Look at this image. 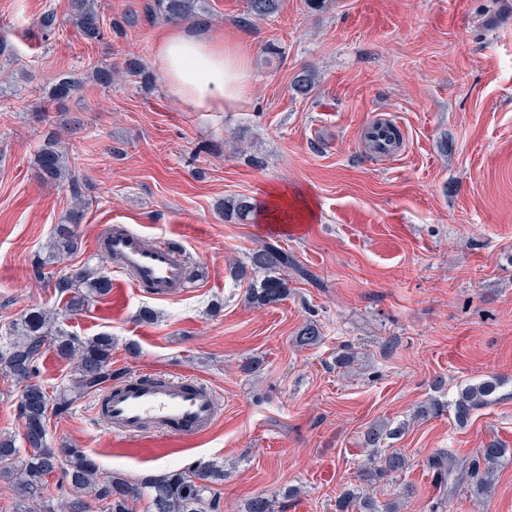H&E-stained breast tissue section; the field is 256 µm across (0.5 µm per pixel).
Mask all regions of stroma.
Returning a JSON list of instances; mask_svg holds the SVG:
<instances>
[{"mask_svg": "<svg viewBox=\"0 0 512 512\" xmlns=\"http://www.w3.org/2000/svg\"><path fill=\"white\" fill-rule=\"evenodd\" d=\"M146 2L101 0L105 37L91 42L72 25L69 0H0L10 48L0 56V343L28 309H51L77 336L111 334L113 372L204 380L222 413L189 447L156 434L151 452L135 454L114 444L94 391L49 416L51 446L87 450L103 479L223 464L221 512H245L259 494L274 498L275 512H336L337 496L357 484L363 433L383 420L405 426L389 445L408 463L376 486V499L409 484L406 512L440 498L447 512H512V461L479 500L466 481L443 494L427 466L441 449L466 457L494 440L512 446V0H326L319 11L282 0L266 20L247 0H208L205 31L252 48L250 95L234 112H194L168 94L153 44L170 22L145 18ZM48 12L49 35L40 27ZM130 58L153 73L151 84L92 79L94 66L121 70ZM306 69L318 82L302 96L291 83ZM62 77L80 88L37 111ZM374 119L401 129L394 157L373 158L362 142ZM50 132L87 201L78 249L52 276L90 267L112 279L111 293L74 317L50 278L34 274L74 205L68 184L36 175ZM273 186L315 202L300 234L217 209L231 196L265 201ZM106 224L179 240L191 270L185 291L157 300L112 271L95 247ZM266 243L299 270L287 298L264 306L231 268ZM144 309L154 321H140ZM310 320L322 341L296 347ZM346 351L358 355L354 369L336 365ZM74 374V360L50 346L36 363L35 380L52 395ZM491 377L496 401L457 424L459 388ZM20 391L0 378V437L19 448ZM430 400L444 412L414 420Z\"/></svg>", "mask_w": 512, "mask_h": 512, "instance_id": "35a3bbf8", "label": "stroma"}]
</instances>
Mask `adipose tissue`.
<instances>
[{
	"mask_svg": "<svg viewBox=\"0 0 512 512\" xmlns=\"http://www.w3.org/2000/svg\"><path fill=\"white\" fill-rule=\"evenodd\" d=\"M153 57L168 93L194 111L230 112L249 97L251 48L246 40L177 26L155 42Z\"/></svg>",
	"mask_w": 512,
	"mask_h": 512,
	"instance_id": "adipose-tissue-1",
	"label": "adipose tissue"
}]
</instances>
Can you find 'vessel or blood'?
<instances>
[{
  "label": "vessel or blood",
  "instance_id": "vessel-or-blood-1",
  "mask_svg": "<svg viewBox=\"0 0 512 512\" xmlns=\"http://www.w3.org/2000/svg\"><path fill=\"white\" fill-rule=\"evenodd\" d=\"M366 136L375 153L391 155L385 123L371 122ZM97 247L116 272L155 298H173L186 285L185 253L170 243L149 240L130 225H105ZM98 414L113 438L127 447L144 445L153 428L187 446L206 434L220 416L214 392L204 381H170L154 375L113 383L99 403Z\"/></svg>",
  "mask_w": 512,
  "mask_h": 512
}]
</instances>
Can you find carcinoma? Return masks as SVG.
I'll use <instances>...</instances> for the list:
<instances>
[{"instance_id": "carcinoma-1", "label": "carcinoma", "mask_w": 512, "mask_h": 512, "mask_svg": "<svg viewBox=\"0 0 512 512\" xmlns=\"http://www.w3.org/2000/svg\"><path fill=\"white\" fill-rule=\"evenodd\" d=\"M280 9V0H248V11L257 19L274 17ZM149 10L173 21L197 25L206 23L207 0H152ZM70 12L74 26L90 41L103 39V22L98 0H70ZM317 78L311 71H304L294 78V88L301 95L310 94L316 87ZM80 87L70 78H62L52 87L48 103L68 100ZM35 166L39 178L46 181L68 182L75 200L73 209L64 223L57 225L48 253L36 265L35 274L61 260V257L77 248V227L82 219L84 198L79 183L71 177L70 161L60 146L59 139L48 140L36 155ZM224 215L242 224L256 219L257 207L243 198L226 199L222 204ZM296 270L305 276L287 251L265 244L254 250L249 263L241 266L237 274L241 278H253L260 274L259 287L251 289L250 298L261 305L274 304L288 295V278L284 273ZM54 288L67 296L66 312L81 314L89 304L112 290L108 275L92 268L74 270L56 277ZM11 339L0 346V376L23 387L19 408L24 419V439L27 445L24 455L10 439L0 438V477L15 481L18 495L16 512H88L90 505L83 500L54 504L46 498L48 478L60 473V477L77 490H85L100 505L101 512H130V503L146 496L151 512H218L219 499L212 494L215 481L224 478V468L213 463L200 464L169 471L163 475H147L132 483L123 477L111 475L101 480L94 458L83 448H51L46 442V417L48 413H62L82 395L101 391L112 385L118 375L112 373V336L103 333L82 339L63 329L58 314L50 309L32 308L13 325ZM322 338L317 322H308L299 335L297 345L311 346ZM53 344L58 353L69 358L77 357L78 364L70 388L52 396L45 388L32 381L35 364L44 353L47 344ZM497 389L494 378L470 384L462 388L454 401L457 422H468L471 412L492 401ZM393 431L388 424L371 426L363 438L366 459L357 472L359 482H376L406 469L407 458L400 452H380L382 442ZM508 449L490 442L478 449L468 461L461 460L446 451H439L428 459V468L443 487L465 472L476 479L471 492L479 498L490 492L493 473ZM401 504L392 501L385 504L357 492H348L336 500V512H399Z\"/></svg>"}]
</instances>
